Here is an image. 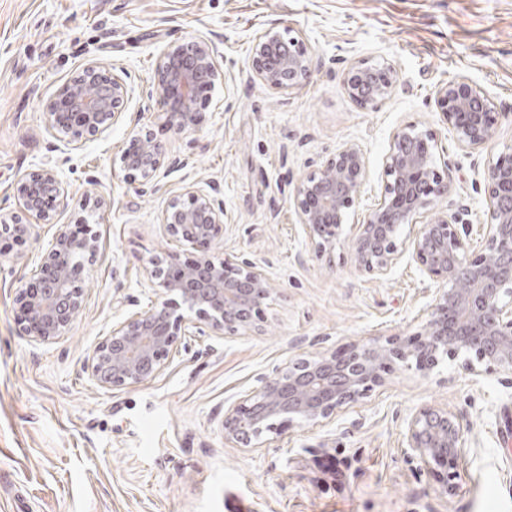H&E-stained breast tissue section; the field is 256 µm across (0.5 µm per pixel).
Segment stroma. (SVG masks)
<instances>
[{
  "label": "stroma",
  "instance_id": "stroma-1",
  "mask_svg": "<svg viewBox=\"0 0 512 512\" xmlns=\"http://www.w3.org/2000/svg\"><path fill=\"white\" fill-rule=\"evenodd\" d=\"M271 27L306 42L311 73L295 88L252 78V44ZM200 37L216 45L218 77L197 128L179 133L157 103L158 66ZM94 60L127 73L128 110L100 136L57 139L45 103ZM367 60L398 79L365 109L343 73ZM461 77L497 106L488 152L462 151L435 104ZM408 124L435 134L437 168L456 185L445 206L467 208L482 241L486 159L512 148V0H0V215L21 212L17 182L42 166L62 191L24 241H0V512H512V370L476 377L463 354L426 375L396 364L322 425L284 428L263 447L224 441L225 408L273 367L426 325L437 285L411 259L379 280L356 269L347 241L317 253L293 205L295 186L354 142L368 179L348 221L362 223L381 198L391 136ZM136 134L182 161L158 186L114 164ZM190 187L224 204L212 253L258 263L272 295L255 329L189 337L156 378L97 386L86 358L113 322L157 299L153 260L197 255L161 228ZM63 224L86 225L98 250L71 332L37 344L16 298ZM426 405L453 411L464 430L465 457L444 483L403 444Z\"/></svg>",
  "mask_w": 512,
  "mask_h": 512
}]
</instances>
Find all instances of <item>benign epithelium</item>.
<instances>
[{
    "label": "benign epithelium",
    "instance_id": "1",
    "mask_svg": "<svg viewBox=\"0 0 512 512\" xmlns=\"http://www.w3.org/2000/svg\"><path fill=\"white\" fill-rule=\"evenodd\" d=\"M252 70L269 87L291 89L310 74L311 59L301 37H286L272 27L252 45ZM85 72L96 78L95 87L69 83L46 102L49 127L59 139L72 142L102 134L126 113L130 89L125 78L98 61L89 62ZM217 76L210 39L177 44L164 53L158 94L169 127L184 132L198 125L199 99ZM396 81L392 67L370 61L348 68L343 76L350 96L363 108L383 101ZM436 102L462 150L482 151L494 140L496 106L481 87L455 79L437 90ZM432 142L433 134L415 125L393 133L383 157L380 201L363 223L353 225L350 238L354 264L362 272L384 278L407 255L440 285L425 327L383 343L370 338L341 351L301 356L261 376L256 390L224 411L227 442L257 448L287 423L318 426L382 385L397 362L425 374L440 356L468 352L488 368L512 367V150L486 163L489 224L485 247L477 251L463 211L439 206L453 184L435 169ZM115 164L147 184L175 162L161 142L135 135ZM366 181L363 150L346 143L297 184L293 205L316 252L336 248ZM59 189L50 167L20 179L17 194L24 209L11 216L16 238L29 235V218H50ZM186 195L188 200L176 196L168 204L162 229L199 248L200 254L188 263H168L169 272L161 280L157 271H149L160 288L159 299L148 310L113 323L87 358L86 372L100 387L122 388L154 378L190 328L226 336L251 329L270 298V280L255 263L209 251L224 233V204L199 189L189 188ZM97 248L95 237L60 227L41 256L39 273L19 293L21 326L30 341L52 343L69 334L82 309L84 257L95 255ZM405 444L411 457L445 481L465 455L459 419L431 406L412 415Z\"/></svg>",
    "mask_w": 512,
    "mask_h": 512
}]
</instances>
